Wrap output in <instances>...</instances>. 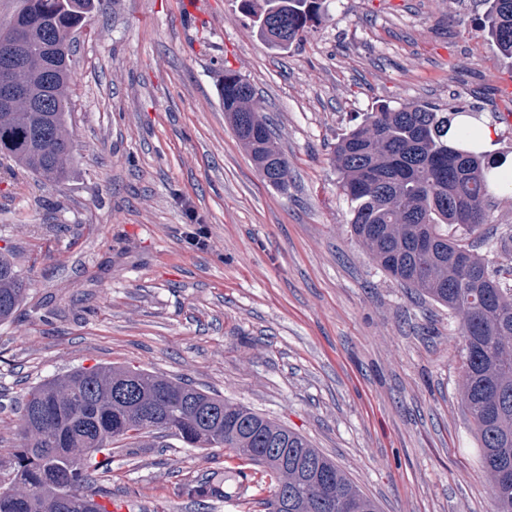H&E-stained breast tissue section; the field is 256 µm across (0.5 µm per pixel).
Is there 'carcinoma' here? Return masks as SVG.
I'll return each instance as SVG.
<instances>
[{"instance_id":"1","label":"carcinoma","mask_w":512,"mask_h":512,"mask_svg":"<svg viewBox=\"0 0 512 512\" xmlns=\"http://www.w3.org/2000/svg\"><path fill=\"white\" fill-rule=\"evenodd\" d=\"M105 0H18L0 21V40L17 34L25 67L16 79L46 95L0 107V158L44 185L62 183L73 161V33ZM261 35L286 48L322 20L328 0H244ZM479 31L512 59V0H480ZM252 85L224 71V115L269 185L288 188V157L272 141L267 117L250 106ZM480 109L428 103L381 105L338 138L333 161L350 204V225L373 262L395 281L448 308L458 324V392L491 478L495 512H512V234L490 254V181L508 157L480 147ZM27 282L0 253V322L21 305ZM21 442L0 458V512H109L91 472L108 466L112 444L154 448L170 437L187 448H227L269 479L266 512H276L288 481L289 512H379L328 456L307 439L247 407L144 369H75L30 388L20 408ZM284 456L265 453L266 443ZM102 459H97V455ZM213 474L186 488L224 498Z\"/></svg>"}]
</instances>
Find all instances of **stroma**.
Listing matches in <instances>:
<instances>
[{
  "label": "stroma",
  "instance_id": "35a3bbf8",
  "mask_svg": "<svg viewBox=\"0 0 512 512\" xmlns=\"http://www.w3.org/2000/svg\"><path fill=\"white\" fill-rule=\"evenodd\" d=\"M471 0H331L300 43L261 36L242 0H108L74 34L65 183L0 169V248L28 276L0 323V451L27 389L130 365L243 404L307 438L380 512H492L458 394V325L382 273L353 235L332 151L378 105L480 104L489 151L512 61ZM255 90L291 166L268 186L224 116L225 70ZM204 227L209 246L187 235ZM226 448H116L95 486L127 512H263L186 489L241 467Z\"/></svg>",
  "mask_w": 512,
  "mask_h": 512
}]
</instances>
